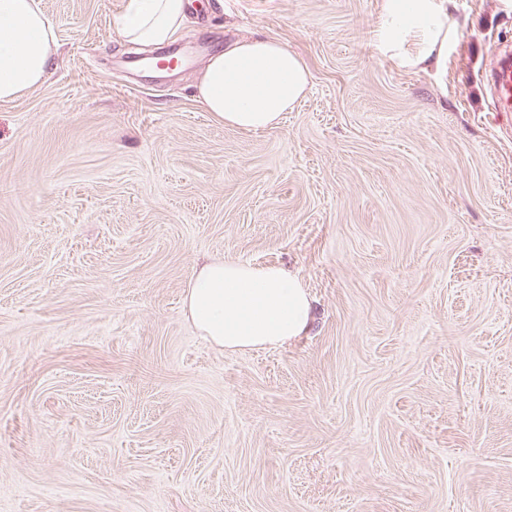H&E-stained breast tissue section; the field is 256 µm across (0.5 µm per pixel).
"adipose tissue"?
Wrapping results in <instances>:
<instances>
[{
	"instance_id": "obj_1",
	"label": "adipose tissue",
	"mask_w": 512,
	"mask_h": 512,
	"mask_svg": "<svg viewBox=\"0 0 512 512\" xmlns=\"http://www.w3.org/2000/svg\"><path fill=\"white\" fill-rule=\"evenodd\" d=\"M191 14V0H129L118 29L125 42L163 47ZM448 39L441 0H385L374 32L377 47L399 66L415 68ZM56 34L37 0H0V101L40 85L56 51ZM309 71L272 36L235 41L213 53L197 84V98L225 126L246 132L275 128L304 96ZM185 313L212 345L232 350L273 349L305 333L311 301L302 281L278 266L215 260L198 267L184 296Z\"/></svg>"
}]
</instances>
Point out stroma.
<instances>
[{
	"label": "stroma",
	"instance_id": "35a3bbf8",
	"mask_svg": "<svg viewBox=\"0 0 512 512\" xmlns=\"http://www.w3.org/2000/svg\"><path fill=\"white\" fill-rule=\"evenodd\" d=\"M195 2L146 73L128 0H39L53 63L0 102V512H512V0H442L415 69L384 0ZM253 35L310 74L264 132L194 95ZM226 258L297 275L309 331L199 336L184 293ZM446 23L441 0H385L374 42L400 67L415 68L440 52L448 40ZM508 60L492 70L491 89L494 111L512 112V59L509 50Z\"/></svg>",
	"mask_w": 512,
	"mask_h": 512
}]
</instances>
